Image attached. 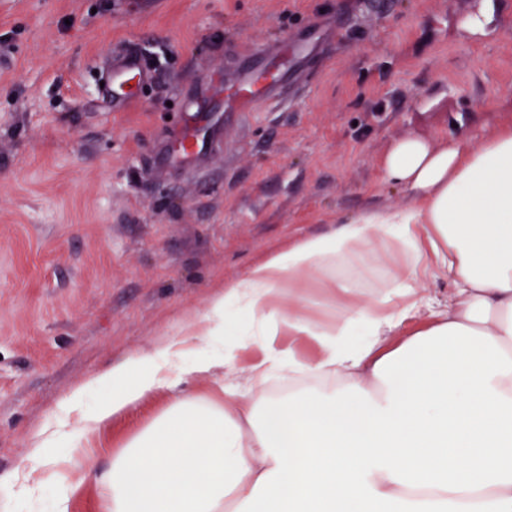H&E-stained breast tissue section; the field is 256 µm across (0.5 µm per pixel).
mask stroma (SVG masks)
<instances>
[{
    "instance_id": "obj_1",
    "label": "stroma",
    "mask_w": 512,
    "mask_h": 512,
    "mask_svg": "<svg viewBox=\"0 0 512 512\" xmlns=\"http://www.w3.org/2000/svg\"><path fill=\"white\" fill-rule=\"evenodd\" d=\"M477 0H0V512H105L96 480L173 396L217 399L214 377L145 398L81 447L31 457L87 380L179 335L218 287L337 218L398 208L380 162L399 139L512 124V0L483 41L460 37ZM323 27L313 73L255 111L206 113L210 146L176 152L186 98L250 50ZM158 83L125 112L98 70L126 44ZM38 469L34 497L17 477Z\"/></svg>"
}]
</instances>
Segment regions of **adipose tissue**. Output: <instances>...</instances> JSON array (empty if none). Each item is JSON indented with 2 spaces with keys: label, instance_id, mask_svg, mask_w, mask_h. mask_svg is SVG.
<instances>
[{
  "label": "adipose tissue",
  "instance_id": "1",
  "mask_svg": "<svg viewBox=\"0 0 512 512\" xmlns=\"http://www.w3.org/2000/svg\"><path fill=\"white\" fill-rule=\"evenodd\" d=\"M382 170L407 206L337 220L252 267L185 335L76 387L77 424L41 429L32 458L218 372L223 402L175 399L113 455L97 481L106 512H512V125L476 144L394 141ZM364 288L379 294L361 302ZM229 304L257 331L226 351ZM254 342L260 357L239 368ZM196 343L209 354L185 360ZM103 384L111 397L85 410Z\"/></svg>",
  "mask_w": 512,
  "mask_h": 512
}]
</instances>
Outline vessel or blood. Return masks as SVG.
<instances>
[{
	"label": "vessel or blood",
	"instance_id": "obj_1",
	"mask_svg": "<svg viewBox=\"0 0 512 512\" xmlns=\"http://www.w3.org/2000/svg\"><path fill=\"white\" fill-rule=\"evenodd\" d=\"M318 33L301 37L283 36L257 48L244 57L235 73V91L227 109L231 112L251 111L256 98L276 99L286 94L296 81L292 52L318 40ZM158 70L150 64L147 55L136 45H129L114 54L107 63L100 93L109 99L113 111H126L139 100L142 88L154 82ZM189 126L180 135V153L177 164L188 165L204 151L205 145L195 139L192 126L199 119V109L194 100L184 102Z\"/></svg>",
	"mask_w": 512,
	"mask_h": 512
}]
</instances>
